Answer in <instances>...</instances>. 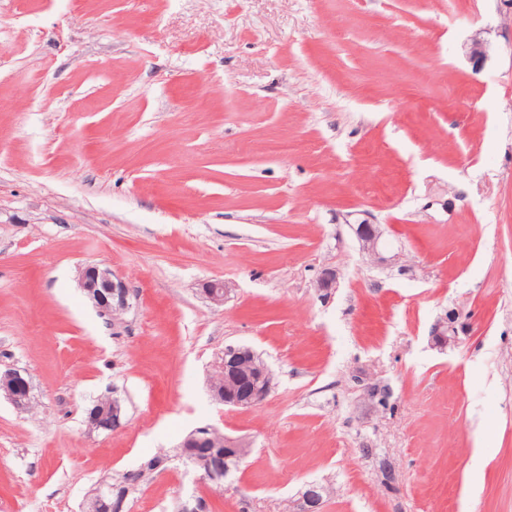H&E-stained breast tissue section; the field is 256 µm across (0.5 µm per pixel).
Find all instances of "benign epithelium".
<instances>
[{
  "mask_svg": "<svg viewBox=\"0 0 512 512\" xmlns=\"http://www.w3.org/2000/svg\"><path fill=\"white\" fill-rule=\"evenodd\" d=\"M355 233L362 252L370 259L383 262L385 258L378 251L382 236L380 225L367 219L359 221ZM78 286L85 297L99 312L117 318L132 307L133 295L126 283L117 277L111 268L101 265H88L80 269ZM203 292L215 305L224 304L229 288L222 280H211L205 284ZM456 335L455 316L437 325L433 330L434 343L445 347ZM217 374L222 386L210 384L212 399L231 408H248L264 401L272 391V372L262 358L249 346H226L224 356L217 365ZM31 383L19 370H0V395L8 399L18 410L26 411L31 403ZM122 406L117 399H104L96 403L87 413V425L93 431L112 432L122 427ZM208 426L198 427L183 440L181 446L187 448L188 456L206 450L205 469L200 472V480L221 487L225 462L234 459L238 462L246 457L247 445L239 438L224 437V443L215 447L211 443ZM321 503L319 487L311 485L302 494L300 510L317 512Z\"/></svg>",
  "mask_w": 512,
  "mask_h": 512,
  "instance_id": "1",
  "label": "benign epithelium"
}]
</instances>
